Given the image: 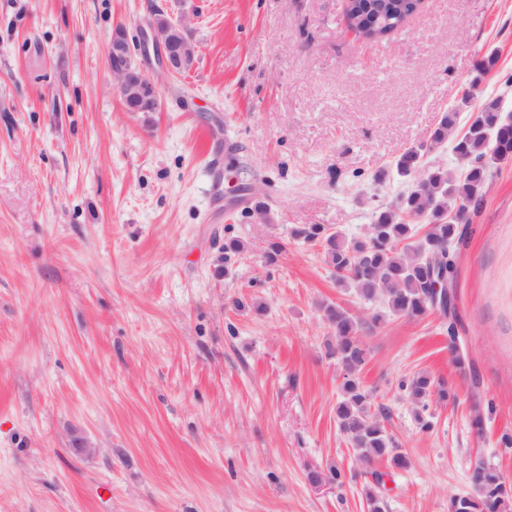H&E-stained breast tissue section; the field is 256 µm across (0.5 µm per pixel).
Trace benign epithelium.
I'll return each instance as SVG.
<instances>
[{"instance_id": "1", "label": "benign epithelium", "mask_w": 512, "mask_h": 512, "mask_svg": "<svg viewBox=\"0 0 512 512\" xmlns=\"http://www.w3.org/2000/svg\"><path fill=\"white\" fill-rule=\"evenodd\" d=\"M183 15L173 16L154 9L142 31L141 52L153 47L157 51L159 71L173 76L190 71L197 58V46L187 36ZM108 69L117 82L118 91L128 112H155L159 107L157 87L132 51L123 28L116 29L107 56Z\"/></svg>"}]
</instances>
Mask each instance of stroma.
<instances>
[{
  "mask_svg": "<svg viewBox=\"0 0 512 512\" xmlns=\"http://www.w3.org/2000/svg\"><path fill=\"white\" fill-rule=\"evenodd\" d=\"M164 4L197 61L159 77L157 111H126L112 34L138 42ZM493 99L512 113V0H424L376 42L342 0H0V512H368L320 306L383 305L294 232L363 233L412 186L399 155ZM472 222L456 294L474 374L440 314L365 335L363 381L409 457L385 512H448L480 463L512 481V163ZM420 371L458 395L430 403L428 433L398 388ZM334 465L344 488L311 481Z\"/></svg>",
  "mask_w": 512,
  "mask_h": 512,
  "instance_id": "1",
  "label": "stroma"
}]
</instances>
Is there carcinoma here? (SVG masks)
Returning a JSON list of instances; mask_svg holds the SVG:
<instances>
[{"label":"carcinoma","mask_w":512,"mask_h":512,"mask_svg":"<svg viewBox=\"0 0 512 512\" xmlns=\"http://www.w3.org/2000/svg\"><path fill=\"white\" fill-rule=\"evenodd\" d=\"M350 8L360 17L359 26L369 37H388L421 10L420 0H351ZM497 57L489 54L477 65V75L463 89L462 102L471 100L472 90L491 72ZM457 110L442 113L427 139V146L410 148L396 160L403 177L419 175L411 190L397 204L380 212L368 234L348 237L322 226L298 229L295 236L320 245L336 279L352 288L365 301L381 302L390 313L422 318L437 308L435 299L439 274L429 258L443 266H455L448 255L453 243L468 244L471 212L483 202L487 178L492 168L512 161V117L500 112L498 101L483 105L472 116L466 131H457ZM465 167L457 173L444 168H429L424 158L446 141ZM323 317L334 331V341L326 343L327 356L341 371V398L336 404V422L348 439L359 462H383L391 471L409 464L408 454L381 419L384 409L371 412L374 393L367 388L361 373L371 358L363 333L382 319L372 322L336 304L322 306ZM399 388L415 406V419L428 433L433 423L427 415L431 398L456 400L455 391L442 380L419 372L399 382ZM492 403L476 401L470 411V425L483 430ZM371 477L364 485L369 512H382L384 473L366 472ZM471 482L474 495H458L450 501L449 512H512V483L495 467L477 465Z\"/></svg>","instance_id":"carcinoma-1"}]
</instances>
